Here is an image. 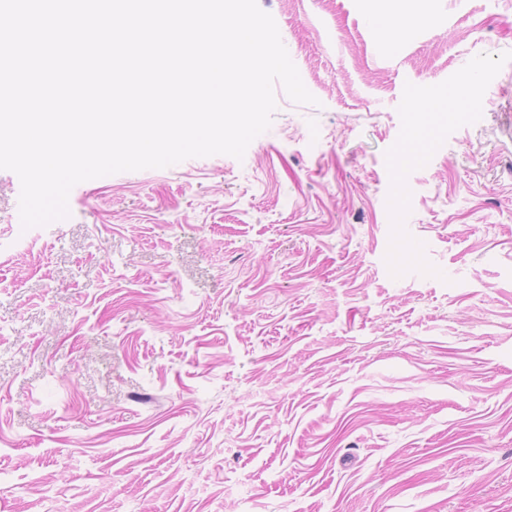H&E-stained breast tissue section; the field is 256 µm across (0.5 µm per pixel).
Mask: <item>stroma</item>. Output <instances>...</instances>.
<instances>
[{
    "label": "stroma",
    "mask_w": 512,
    "mask_h": 512,
    "mask_svg": "<svg viewBox=\"0 0 512 512\" xmlns=\"http://www.w3.org/2000/svg\"><path fill=\"white\" fill-rule=\"evenodd\" d=\"M257 3L318 103L243 159L0 170V512H512V0Z\"/></svg>",
    "instance_id": "obj_1"
}]
</instances>
